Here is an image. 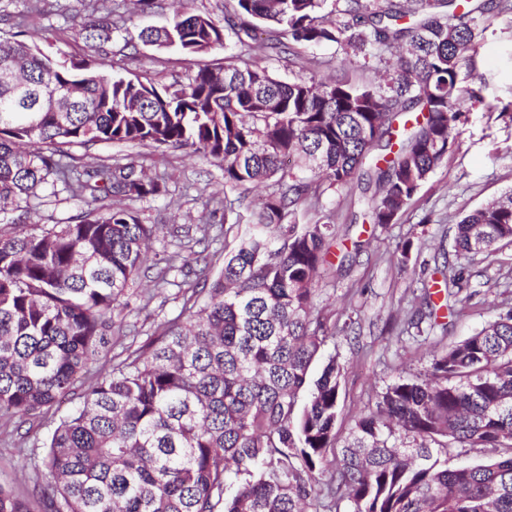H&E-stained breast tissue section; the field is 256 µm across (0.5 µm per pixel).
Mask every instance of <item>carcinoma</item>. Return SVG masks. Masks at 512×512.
Wrapping results in <instances>:
<instances>
[{
	"label": "carcinoma",
	"mask_w": 512,
	"mask_h": 512,
	"mask_svg": "<svg viewBox=\"0 0 512 512\" xmlns=\"http://www.w3.org/2000/svg\"><path fill=\"white\" fill-rule=\"evenodd\" d=\"M224 26L188 4L158 28L125 31L186 61L232 37L288 53L283 82L231 54L187 82L112 73L111 13L73 20L77 58L49 54L22 32L0 37V417L23 424L74 393L117 345L114 312L162 230L131 203L166 194L132 163H79L67 148L98 143L187 150L224 170V192L273 188L253 231L224 255L208 287L166 273L193 247L165 253L154 287L202 296L167 331L97 376L82 405L43 440L33 487L0 479V512H306L324 497L345 512H512V310L430 353L425 372L386 388L336 447L344 368L323 357L317 307L336 214L286 222L323 184L375 188L373 224H392L446 159L468 53L512 0L460 12V0H234ZM336 43L396 59L367 85L326 78L301 48ZM62 185L84 202L69 224L31 221L37 190ZM116 202L92 206L102 199ZM512 241V189L457 224V259ZM463 269L424 293L429 316L463 288ZM495 457L448 467V446ZM333 469H328V456Z\"/></svg>",
	"instance_id": "1"
}]
</instances>
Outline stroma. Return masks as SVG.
Listing matches in <instances>:
<instances>
[{
	"label": "stroma",
	"instance_id": "35a3bbf8",
	"mask_svg": "<svg viewBox=\"0 0 512 512\" xmlns=\"http://www.w3.org/2000/svg\"><path fill=\"white\" fill-rule=\"evenodd\" d=\"M90 0H43L44 14L26 24L28 38L37 30L53 33L56 49L82 56L81 44L73 42L68 27L72 16L90 14ZM512 14L500 15L482 36L477 50L460 70L463 82L483 81L484 100L470 106L453 132L447 160L429 175L396 223L379 226L362 223L356 197L335 188L325 190L318 205L303 203L295 220L313 224L328 210H336V249L363 248L341 272L319 280L318 304L336 334L327 339L326 354L336 356L345 367L340 399L341 415L336 425V443L344 445L356 419L373 408L386 387L424 373L429 353L438 340L459 341L481 329L487 321L512 307V244L491 255L470 260L466 282L456 302L458 314L449 318L447 331L432 334L408 326L413 294L437 261L454 258V230L469 210L499 198L512 188ZM115 74L132 77L150 73L156 82L182 80L194 68L223 65L224 57L238 53L233 39L221 50L184 61L175 51L156 53L150 47L126 44L114 36L107 47ZM304 55L319 64L325 74L347 73L353 83L363 84L373 76L362 53L336 44L304 47ZM72 153L84 162L135 163L147 172H160L168 192L156 199L135 202L147 224L166 225L153 244L154 253L178 250L183 237L200 238L210 207L211 194L223 193L224 172L183 152L159 155L145 146L98 144L76 147ZM81 203L67 193L43 191L31 219L40 224H66L80 213ZM412 241L409 253L401 245ZM184 299L176 288L155 294L142 311L118 309L114 320L135 345L162 335L183 310ZM59 417L56 410L31 418L22 428L0 421V473L16 486H31L38 459L32 450Z\"/></svg>",
	"mask_w": 512,
	"mask_h": 512
}]
</instances>
